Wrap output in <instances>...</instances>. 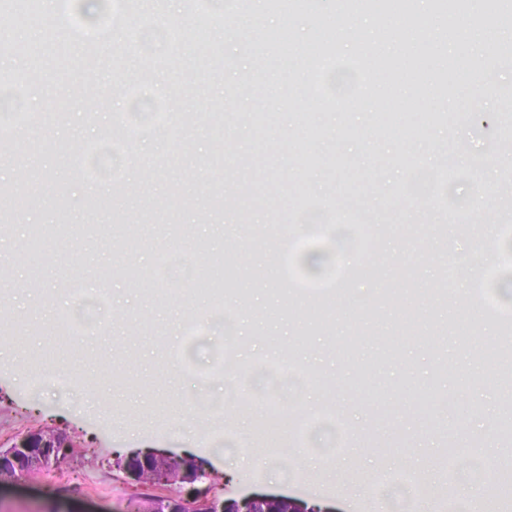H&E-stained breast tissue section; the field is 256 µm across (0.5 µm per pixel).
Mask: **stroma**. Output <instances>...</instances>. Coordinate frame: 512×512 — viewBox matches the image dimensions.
Returning <instances> with one entry per match:
<instances>
[{
    "label": "stroma",
    "mask_w": 512,
    "mask_h": 512,
    "mask_svg": "<svg viewBox=\"0 0 512 512\" xmlns=\"http://www.w3.org/2000/svg\"><path fill=\"white\" fill-rule=\"evenodd\" d=\"M483 0L439 11L435 0H308L288 14V41L272 46L255 14L241 32L239 0H112L124 40L94 39L108 13L90 18L70 0L29 26L0 15V83L32 73L19 123L24 141L0 152V185L18 197L0 205V448L30 430L73 447L46 476L0 482V512H129L140 496L113 461L123 448H160L193 457L226 498L274 494L318 500L328 512H395L407 497L429 512H512V464L480 474L454 462L460 445L481 447L480 430L512 429V365L482 361L498 319L512 321L504 294L512 252L486 260L487 234L512 236V134L467 112L470 96L494 90L495 113L512 107V67L498 46L512 25L475 22ZM326 35L342 65L370 50L397 64L388 89L399 125L383 128L379 99L310 94L289 86L301 54ZM459 64L447 88L438 67ZM248 82H241L240 72ZM318 154L309 183L302 153ZM414 155L418 167L405 159ZM273 196L272 212L243 198ZM239 198L212 204L220 192ZM180 194L184 205L165 200ZM429 199L420 207V199ZM350 216L373 247L361 252L311 322L309 299L322 279L309 267L329 238H284L272 218L299 224L326 210ZM41 248L21 252L32 227ZM68 243L64 257L53 244ZM462 255L465 281L433 290L443 252ZM239 259V291L224 297V319L205 311L218 258ZM141 276L130 282L128 267ZM416 269L409 300L390 298L402 268ZM199 309L183 314L181 292ZM380 308L367 322L364 310ZM419 323L399 324L405 305ZM179 328L178 345L166 342ZM258 365L244 387L221 380L217 349ZM291 353L287 366L268 360ZM413 362L414 374L404 370ZM211 376L216 386L197 387ZM457 393L453 414L418 399ZM194 410L197 433L178 419ZM419 448L421 467L386 466L381 456ZM313 457L294 469L290 456ZM263 464L249 469L252 457ZM477 483L479 495L460 494Z\"/></svg>",
    "instance_id": "1"
}]
</instances>
